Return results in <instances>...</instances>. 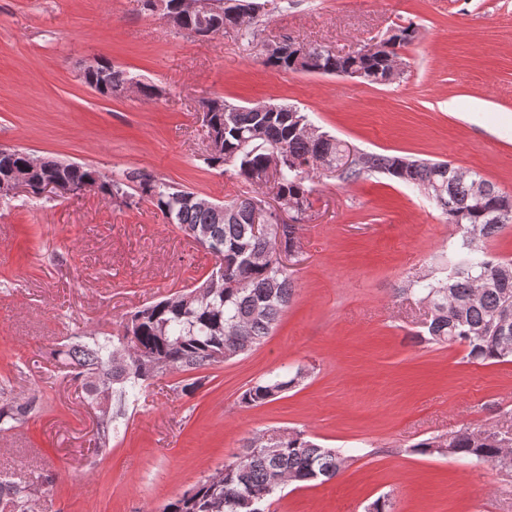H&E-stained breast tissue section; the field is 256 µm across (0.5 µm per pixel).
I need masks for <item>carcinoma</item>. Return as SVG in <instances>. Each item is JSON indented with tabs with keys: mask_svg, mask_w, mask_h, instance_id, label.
I'll list each match as a JSON object with an SVG mask.
<instances>
[{
	"mask_svg": "<svg viewBox=\"0 0 512 512\" xmlns=\"http://www.w3.org/2000/svg\"><path fill=\"white\" fill-rule=\"evenodd\" d=\"M183 28L208 37L227 28L252 35L251 25L238 15L224 13L209 31L194 16ZM415 31L403 28L389 36L371 55L338 56L324 46L307 48L302 67L308 73L331 74L361 70L365 80L386 83L400 49L412 41ZM101 72L83 75L84 82L110 97L121 92L130 79L126 71L110 63ZM208 111L204 136L215 140L216 151L204 158L207 167L231 170L243 181L264 185L262 173L270 150L280 153L277 181L281 204L295 209L294 223L270 222L268 236L252 232V212L265 204L260 195H244L231 203L204 208L194 193L178 189L153 176L132 172L106 174L87 164L55 166L36 162L30 154L16 150L0 153V179L17 170L27 171L38 197L45 180L61 179L81 192L93 185L109 199L113 193L131 207L147 199L187 234L202 237L216 256L215 266L200 284L190 290L144 305L127 314L118 339L96 336L80 340L56 352L69 368L72 380L81 382L88 398L99 408L98 439L109 445L111 405L138 400L149 381L172 371L193 372L233 359L261 345L288 307L295 282L292 271L280 266L277 254L294 251L296 225L309 217L310 196L317 173L325 166L342 168L339 177L355 181L368 172H380L431 194L447 216L448 223L463 231L456 254L447 264L414 273L400 288L415 294L428 308L419 341L429 344H463L472 362H512V259L493 258L487 240L512 224V195L483 179L474 170L447 162H427L385 154L354 155L353 166L343 167L351 149L334 136L313 127L308 115L286 107L284 112H255L220 98L202 102ZM138 183V199L126 190ZM507 320L508 333L499 330ZM308 373L298 369L291 375L273 374L248 387L241 402L266 404L298 386ZM32 401H19L0 388V425L22 423ZM270 442L256 434L240 453L221 470L200 479L183 495L170 500L161 512H269L273 498L290 483L323 484L338 477L348 457L337 448L317 443L306 432L285 429ZM429 456L471 459L512 471V436L509 432L462 430L449 437H430L413 445ZM53 475L39 474L27 484L0 477L1 506L10 512H32L33 491L51 483Z\"/></svg>",
	"mask_w": 512,
	"mask_h": 512,
	"instance_id": "obj_1",
	"label": "carcinoma"
}]
</instances>
